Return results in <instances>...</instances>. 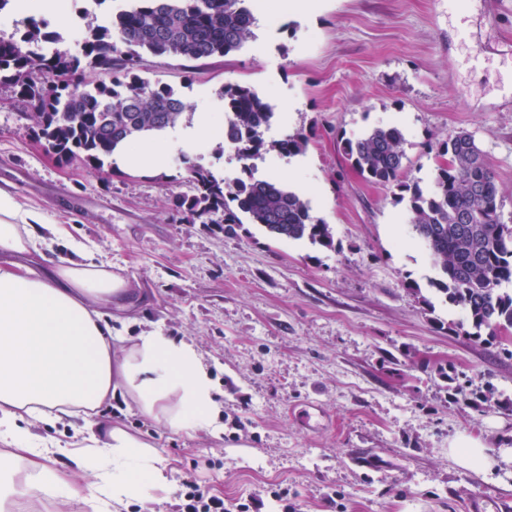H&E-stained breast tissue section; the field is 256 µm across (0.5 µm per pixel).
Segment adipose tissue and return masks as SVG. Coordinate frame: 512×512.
<instances>
[{"mask_svg":"<svg viewBox=\"0 0 512 512\" xmlns=\"http://www.w3.org/2000/svg\"><path fill=\"white\" fill-rule=\"evenodd\" d=\"M210 135L211 119L204 114L170 137L155 134L127 143L115 158L128 170L159 171L170 144L190 148ZM51 236L64 241L69 257L47 269L27 264L28 255L48 251ZM1 253L10 261L0 266V512H9L25 495L27 486L18 479L24 466L71 512L87 506L115 512L169 486L157 454L97 411L120 398L166 428L219 434L222 405L195 344L158 331L128 338L113 330L114 311H121V324L136 320L125 278L66 228H46L38 210L23 208L0 188ZM34 421L45 435L31 431ZM61 426L77 437L74 464L97 478L92 491L47 464L61 450L51 435Z\"/></svg>","mask_w":512,"mask_h":512,"instance_id":"ef3b65f1","label":"adipose tissue"}]
</instances>
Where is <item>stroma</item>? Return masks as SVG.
Masks as SVG:
<instances>
[{"instance_id":"stroma-1","label":"stroma","mask_w":512,"mask_h":512,"mask_svg":"<svg viewBox=\"0 0 512 512\" xmlns=\"http://www.w3.org/2000/svg\"><path fill=\"white\" fill-rule=\"evenodd\" d=\"M123 0H67L50 29L101 24ZM244 49L188 67L147 56L141 77L173 87L184 121L220 112L227 83L280 112L270 138L314 130L293 156L333 248L277 240L244 223L224 232L171 210L189 189L171 147L153 173L105 175L63 165L37 144L12 88L0 85V186L96 248L138 302L130 335L192 340L224 404V431H173L112 402L103 409L164 460L171 488L154 512H178L196 482L250 512H465L472 499L512 512V413L453 403L437 367L466 391L512 399V358L451 327L464 315L429 288L435 270L412 239L404 204L365 181L341 140L400 127L403 177L427 184L434 149L471 134L496 172L500 219L512 226V0H314L295 14L270 0ZM480 439L493 465L474 472L448 452ZM287 491V501L277 491Z\"/></svg>"}]
</instances>
